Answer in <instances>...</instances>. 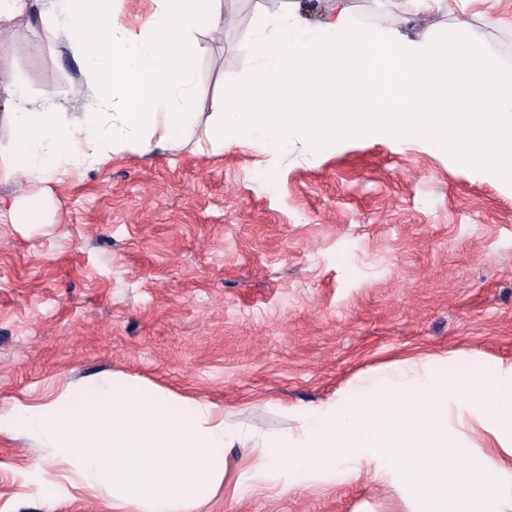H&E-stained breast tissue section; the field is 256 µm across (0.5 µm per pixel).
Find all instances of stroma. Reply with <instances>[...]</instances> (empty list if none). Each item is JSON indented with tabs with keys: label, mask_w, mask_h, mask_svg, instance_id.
<instances>
[{
	"label": "stroma",
	"mask_w": 512,
	"mask_h": 512,
	"mask_svg": "<svg viewBox=\"0 0 512 512\" xmlns=\"http://www.w3.org/2000/svg\"><path fill=\"white\" fill-rule=\"evenodd\" d=\"M233 26L197 34L198 132L176 146L58 175L0 171V199L51 191L46 217L0 213V415L102 380H138L215 403L227 420L296 425L288 410L338 396L377 367L420 354L480 376L512 362V186L393 138L278 155L211 150L200 130L252 56L258 0H220ZM512 64V0H449L412 17L419 40L456 29ZM0 71L33 109L75 115L92 99L47 100L86 81L75 46L21 16L0 32ZM61 475L44 502L35 460ZM401 512L397 493L353 483L216 492L191 512ZM0 512H112L71 462L0 430Z\"/></svg>",
	"instance_id": "obj_1"
}]
</instances>
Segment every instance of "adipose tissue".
I'll return each instance as SVG.
<instances>
[{
  "mask_svg": "<svg viewBox=\"0 0 512 512\" xmlns=\"http://www.w3.org/2000/svg\"><path fill=\"white\" fill-rule=\"evenodd\" d=\"M140 30L119 25V0H0V28L33 15L48 39L66 33L89 72L62 94L93 97V111L69 119L34 112L25 98L5 113L0 140L6 175L44 178L62 166H94L112 153L147 154L197 125L195 35L223 24L218 0H154ZM401 365L296 412L297 431L237 427L215 405L182 401L132 381L103 383L88 398H60L25 410L19 425L63 453L89 486L112 494L113 512H189L225 489L241 497L309 487L343 477L393 488L404 512H507L512 505V363L482 378ZM479 429L475 444L469 429ZM238 456H230V449Z\"/></svg>",
  "mask_w": 512,
  "mask_h": 512,
  "instance_id": "1",
  "label": "adipose tissue"
}]
</instances>
